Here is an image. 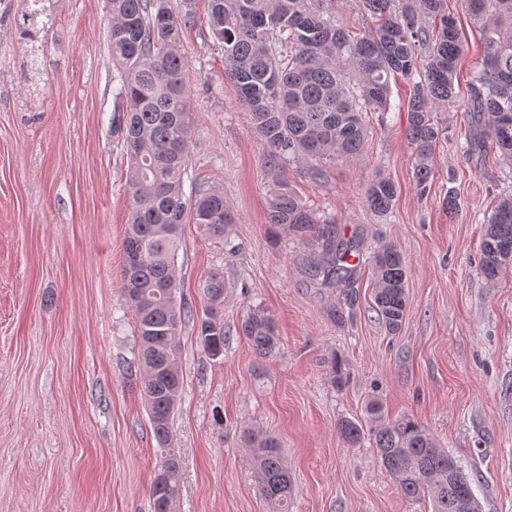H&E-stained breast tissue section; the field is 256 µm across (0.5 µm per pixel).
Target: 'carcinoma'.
<instances>
[{
    "mask_svg": "<svg viewBox=\"0 0 512 512\" xmlns=\"http://www.w3.org/2000/svg\"><path fill=\"white\" fill-rule=\"evenodd\" d=\"M209 27L224 45V74L235 85L266 149L265 167L277 179L268 223L284 226L321 249L309 273L324 284L345 282L359 251L355 239H342L336 220L319 219L282 179L289 162L309 164L322 174L334 161H353L364 150L366 112L391 109L389 79L399 75L412 85L407 102V136L414 146L416 186L424 193L443 129L432 113L457 103V63L465 42L446 0H362L375 25L353 34L338 25L335 0H209ZM470 18L486 32L485 54L470 83L464 130L470 149L491 144L512 160V0H463ZM108 47L116 72L119 107L112 118L130 158L127 188L130 216L120 270L123 296L135 315L134 364L163 460L175 461L170 483H152L153 512H172L180 495L181 463L170 447V422L180 404L183 381L177 338L191 307L177 299L176 257L182 227L197 225L215 239L226 235L232 218L217 190L199 192L192 204L183 195L190 130V94L179 52L190 12L175 13L167 0H106ZM397 187L378 173L366 185L365 199L377 214L394 205ZM481 270L488 281L512 267V195L500 197L487 219L480 244ZM374 301L379 320L391 330L406 313L409 274L390 243L375 248ZM208 306L197 322L199 341L213 358L224 354V273L213 271L203 285ZM239 331L256 354L278 347L274 319L249 310ZM339 433L350 446L369 437L382 466L410 500L428 494L433 512H460L457 495L472 488L463 469L448 481L454 457L411 417L389 419L383 403L368 401L359 421L344 419ZM250 462L265 499L276 512H288L291 479L280 444L246 432Z\"/></svg>",
    "mask_w": 512,
    "mask_h": 512,
    "instance_id": "1",
    "label": "carcinoma"
}]
</instances>
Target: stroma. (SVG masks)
Masks as SVG:
<instances>
[{
  "mask_svg": "<svg viewBox=\"0 0 512 512\" xmlns=\"http://www.w3.org/2000/svg\"><path fill=\"white\" fill-rule=\"evenodd\" d=\"M191 9L180 42L191 91L185 199L217 189L232 223L226 240L182 228L179 295L203 311L202 283L224 272V353L204 352L194 322L178 337L183 397L171 422L182 461L174 512H271L250 464L244 430L275 437L292 479L290 512H432L409 500L369 441L351 447L341 420L366 401L409 415L474 479L482 512H512V269L480 270L484 225L512 192V164L495 150L469 154L468 114L436 113L428 194H419L402 106L411 86L391 81L394 108L368 113L353 162L283 172L289 190L364 248L393 244L409 275L401 327L374 303L367 262L353 283L312 279L293 231L267 222L276 182L208 25V0ZM0 0V512H153L162 461L142 379L129 367L135 317L121 291L129 215V159L112 131L118 105L105 0ZM468 50L461 98L484 55L483 32L461 0H447ZM398 195L380 217L364 188L375 173ZM274 319L280 344L259 358L238 326L249 307ZM340 364L343 382L333 381Z\"/></svg>",
  "mask_w": 512,
  "mask_h": 512,
  "instance_id": "35a3bbf8",
  "label": "stroma"
}]
</instances>
